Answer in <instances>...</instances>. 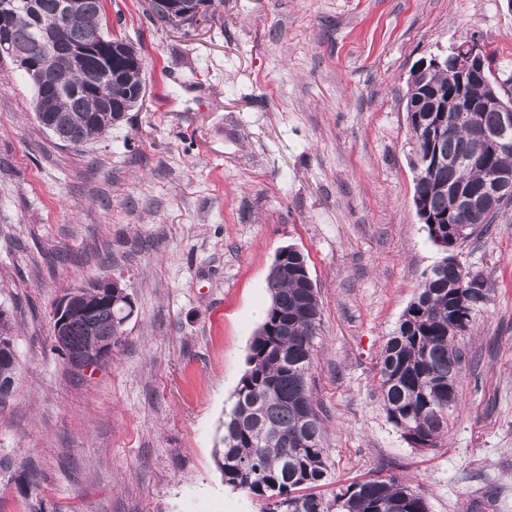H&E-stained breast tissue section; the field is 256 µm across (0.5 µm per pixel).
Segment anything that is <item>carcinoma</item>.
I'll list each match as a JSON object with an SVG mask.
<instances>
[{"mask_svg":"<svg viewBox=\"0 0 512 512\" xmlns=\"http://www.w3.org/2000/svg\"><path fill=\"white\" fill-rule=\"evenodd\" d=\"M10 21L7 42L34 68L23 77L37 85L44 76L51 88L36 90L35 118L53 123L49 133L81 148L120 122L145 95L141 51L112 36L105 0H80L62 22V35L90 49L82 59L64 55L42 73L48 42L38 29L41 17L56 9L58 0H26ZM213 0H145L146 14L162 24L196 22ZM428 82L440 93V108L455 110L459 73L450 62L429 72ZM112 104L110 112L91 111L95 101ZM493 106L469 113L453 126L442 150L457 156L471 151L478 132L497 126ZM512 170V143L482 164L421 167L415 183V206L428 213V238L445 253L422 273L418 292L388 338L380 359V396L388 421L409 442L416 435L435 446L448 431L449 413L459 404L461 352L458 340L468 333L475 312L491 301L492 288H472L465 281L471 269L458 260L469 241L491 232L496 221L512 210V197L499 199L487 212H472L457 202L454 189L479 191L489 170ZM301 261L288 258L290 271L266 281L269 304L256 330L247 358L248 368L235 389V401L224 418V447L215 461L224 484L260 502L262 512H429L425 493L398 478H369L349 484L328 499V464L322 445L324 421L310 387L314 338L321 327L318 291L308 284L310 273ZM68 324L67 336L77 351L100 341H121L124 318L102 304L100 293L88 289ZM10 319L0 310V378H13L16 354L11 348ZM299 431L306 445L293 440Z\"/></svg>","mask_w":512,"mask_h":512,"instance_id":"carcinoma-1","label":"carcinoma"}]
</instances>
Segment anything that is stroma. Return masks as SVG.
Here are the masks:
<instances>
[{"instance_id": "1", "label": "stroma", "mask_w": 512, "mask_h": 512, "mask_svg": "<svg viewBox=\"0 0 512 512\" xmlns=\"http://www.w3.org/2000/svg\"><path fill=\"white\" fill-rule=\"evenodd\" d=\"M146 93L76 149L43 131L0 62V308L18 357L0 407V512H234L216 465L276 252L305 254L323 307L311 370L328 488L396 475L429 512H512V215L463 248L493 287L459 341L460 404L410 448L379 392L383 347L439 261L413 203L415 65L478 35L512 75L507 0H216L193 25L105 0ZM134 303L91 374L53 347L65 289Z\"/></svg>"}]
</instances>
